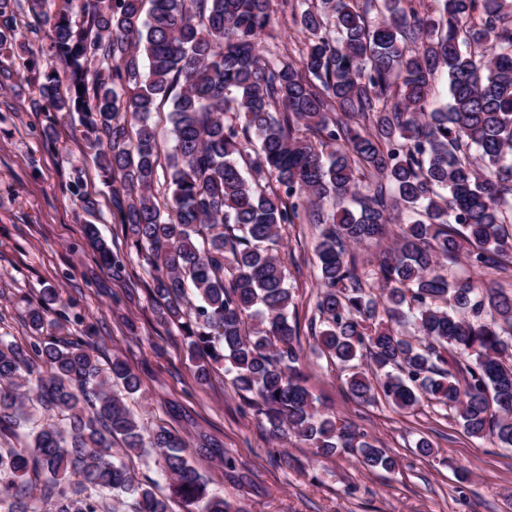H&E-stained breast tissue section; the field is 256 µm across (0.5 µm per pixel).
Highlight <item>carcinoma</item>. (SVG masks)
I'll list each match as a JSON object with an SVG mask.
<instances>
[{
	"label": "carcinoma",
	"instance_id": "cac0c4a2",
	"mask_svg": "<svg viewBox=\"0 0 512 512\" xmlns=\"http://www.w3.org/2000/svg\"><path fill=\"white\" fill-rule=\"evenodd\" d=\"M61 2L27 0V29L45 27L43 53L66 64L63 82L31 62L34 84L48 110L77 115L128 251L90 222L86 237L116 277L131 254L142 261L155 318L183 336L199 383L224 369L278 442L395 467L303 385L277 246L289 225L312 224L317 346L352 396L401 411L424 401L512 447V289L479 279L512 265V0H281L305 42L270 57L259 40L278 23L275 0H83L77 20ZM23 40L13 0H0V85ZM165 105L163 155L152 114ZM69 187L98 213L81 172ZM391 224L393 247L359 267L351 245ZM461 258L466 279L451 268ZM59 302L49 289L28 311L29 345L0 336V512L51 500L54 512H118L127 497L129 512H170L173 497L186 512H235L178 435L139 421L124 394L140 377L117 354L100 363L85 317L77 336L51 333ZM131 455L154 459L170 494L138 482Z\"/></svg>",
	"mask_w": 512,
	"mask_h": 512
}]
</instances>
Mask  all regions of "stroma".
<instances>
[{"label": "stroma", "instance_id": "1", "mask_svg": "<svg viewBox=\"0 0 512 512\" xmlns=\"http://www.w3.org/2000/svg\"><path fill=\"white\" fill-rule=\"evenodd\" d=\"M33 98V76L23 69L13 85L0 89V334L27 345L28 307L43 289H58L68 313L95 324L104 355L126 357L139 373L141 389L127 403L140 421L179 435L210 489L223 492L240 512H512V448L469 436L435 406L402 412L383 400L358 403L346 371L316 353L313 225L288 227L279 251L307 386L319 407L393 456L395 471L278 444L241 410L229 377L218 373L209 384L196 383L180 337L155 319L140 261H127L122 279L113 280L83 236L92 219L66 189L76 167L100 203L92 221L112 249L124 248L120 227L110 220L109 190L77 123L68 114L33 108ZM203 432L219 439L223 452L200 455ZM421 438L432 443V456L416 452Z\"/></svg>", "mask_w": 512, "mask_h": 512}]
</instances>
